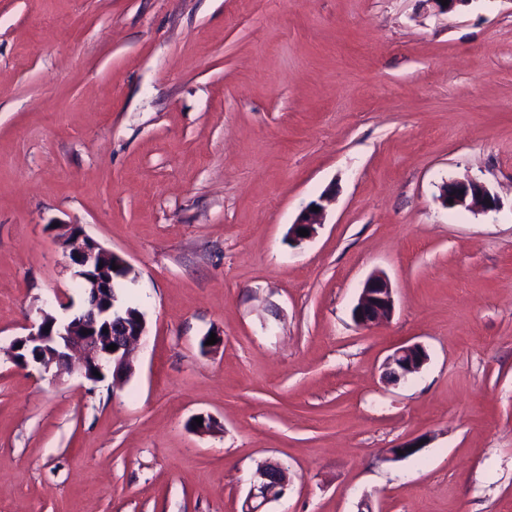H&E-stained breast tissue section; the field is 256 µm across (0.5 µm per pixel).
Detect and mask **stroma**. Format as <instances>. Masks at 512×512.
Wrapping results in <instances>:
<instances>
[{
    "label": "stroma",
    "mask_w": 512,
    "mask_h": 512,
    "mask_svg": "<svg viewBox=\"0 0 512 512\" xmlns=\"http://www.w3.org/2000/svg\"><path fill=\"white\" fill-rule=\"evenodd\" d=\"M61 224L133 268L122 384L5 353L83 305ZM269 460L265 512H512V0H0V512H243ZM440 199L447 209L493 210L499 203L484 182L470 177L444 183L441 186ZM449 199H453V202L449 203ZM331 202V197L328 193H322L318 201L310 203V205L301 213L299 219L295 224H292L289 235L297 242H302L311 238L317 231V226L323 224V216L325 214L327 205ZM313 207H318L319 211H312ZM304 228L308 230V236L302 237L298 230ZM394 305L391 283L385 276L374 274L363 283L352 318L359 326L372 328L393 314ZM429 355L419 343L396 348L386 361V378L396 384L418 373L428 362ZM287 487L286 469L278 462H269L258 468L252 476L245 502L248 512H261L271 501L280 499Z\"/></svg>",
    "instance_id": "35a3bbf8"
}]
</instances>
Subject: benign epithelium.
<instances>
[{
	"label": "benign epithelium",
	"mask_w": 512,
	"mask_h": 512,
	"mask_svg": "<svg viewBox=\"0 0 512 512\" xmlns=\"http://www.w3.org/2000/svg\"><path fill=\"white\" fill-rule=\"evenodd\" d=\"M440 199L447 209L465 208L493 210L499 200L486 184L476 178H464L446 182L441 186ZM331 197L322 193L319 200L310 203L289 230L291 238L304 241L298 230H308L313 236L322 224ZM319 211H313V208ZM71 264L78 270L76 277L88 292V307L67 322L59 321L49 312H41V321L30 331L15 337L6 348L12 357L28 344L46 347L35 364L51 371L53 375L67 369L73 356H78L82 376L93 383L106 375L112 383L122 382L132 371L131 355L146 336L147 322L139 309L126 307L118 302L114 281L124 279L115 270H107L105 264L117 253L101 246L78 224L70 225V231L61 240ZM393 288L389 280L380 274L368 277L361 288L357 303L352 309L356 324L372 328L388 319L394 311ZM115 344L117 349L108 346ZM429 355L419 343L396 348L386 361V378L397 384L408 376L419 372L428 362ZM99 375H94V372ZM287 487L286 469L278 462H269L258 468L252 476L251 486L245 502L246 512H261L271 501L280 499Z\"/></svg>",
	"instance_id": "obj_1"
}]
</instances>
